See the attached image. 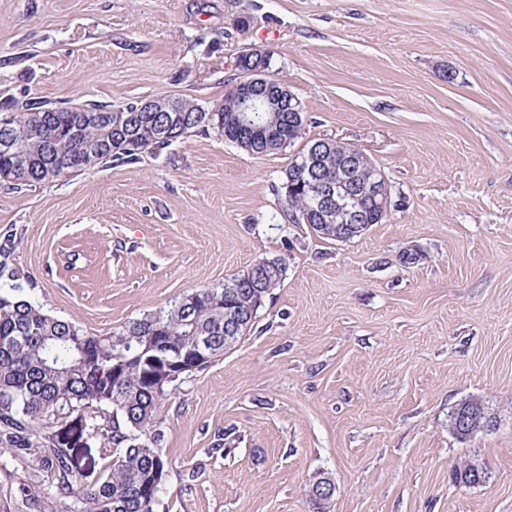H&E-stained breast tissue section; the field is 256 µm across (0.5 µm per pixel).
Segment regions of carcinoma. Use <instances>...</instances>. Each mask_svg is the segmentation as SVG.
I'll return each mask as SVG.
<instances>
[{
	"mask_svg": "<svg viewBox=\"0 0 512 512\" xmlns=\"http://www.w3.org/2000/svg\"><path fill=\"white\" fill-rule=\"evenodd\" d=\"M241 68L271 64L270 53L255 50L239 57ZM181 110L179 121L167 137L155 131L166 122V112H139V102L111 112L109 105L90 101L84 111L36 101L21 105L0 103V138L12 141L0 147V180L15 186H33L85 172L108 162L132 163L147 150L161 151L192 132L212 133L257 156L270 154L262 130L235 122L239 101L227 89L217 112H201L200 104L183 97H169ZM281 113L269 140L294 142L303 139L305 126ZM95 141L100 152L86 160L84 147ZM329 150L320 159L322 169L334 173L355 149L340 139H325ZM296 161L283 171L282 189L288 190L287 221L309 208L308 183L297 182ZM308 229L323 240L346 242L334 224H310ZM12 284L0 289V447L20 458L38 449L41 467L50 472L57 497L71 499L63 512H166L159 497L169 471L161 448V435L152 431L154 413L181 377L208 366L226 352L224 319L242 318L235 335L240 340L250 329L273 291L284 279L276 277L260 288L201 286L165 307L130 321L110 335H95L78 322L56 318L42 311L23 295L20 276L11 273ZM159 336H174L181 357L165 355L158 348ZM212 336L215 345L206 359L195 358L196 337ZM465 407L483 405L474 400L458 405L449 415L448 427L459 439L474 432L458 422ZM111 410L107 424L88 425L91 437L116 448L95 485L80 490L74 461L67 444L41 433V424L59 420L74 411L100 414ZM454 483L480 485L490 479L485 462L471 459L452 467ZM30 512H46L45 500L36 486L22 483Z\"/></svg>",
	"mask_w": 512,
	"mask_h": 512,
	"instance_id": "carcinoma-1",
	"label": "carcinoma"
}]
</instances>
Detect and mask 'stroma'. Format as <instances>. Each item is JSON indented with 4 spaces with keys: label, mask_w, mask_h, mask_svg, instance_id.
<instances>
[{
    "label": "stroma",
    "mask_w": 512,
    "mask_h": 512,
    "mask_svg": "<svg viewBox=\"0 0 512 512\" xmlns=\"http://www.w3.org/2000/svg\"><path fill=\"white\" fill-rule=\"evenodd\" d=\"M255 49L307 138L385 172L386 222L321 240L281 217L290 152L194 132L132 164L0 182V262L105 335L286 259L253 328L156 409L170 512H310L319 472L330 512H512V0H0V100L210 107ZM469 399L492 425L462 441L448 416ZM112 454L83 435L78 485ZM469 459L487 483L449 481ZM1 466L62 512L50 474L7 450ZM325 476V473H319L315 476L313 483L308 491V497L310 498V503L312 504V509L315 512H325L326 509L329 508V502H317L316 496H317V489L319 488V484L321 482V479ZM322 483L320 485V494L319 497H321L324 500H329L332 498L336 487L334 482L329 477H324L322 479ZM328 504V505H327Z\"/></svg>",
    "instance_id": "stroma-1"
}]
</instances>
